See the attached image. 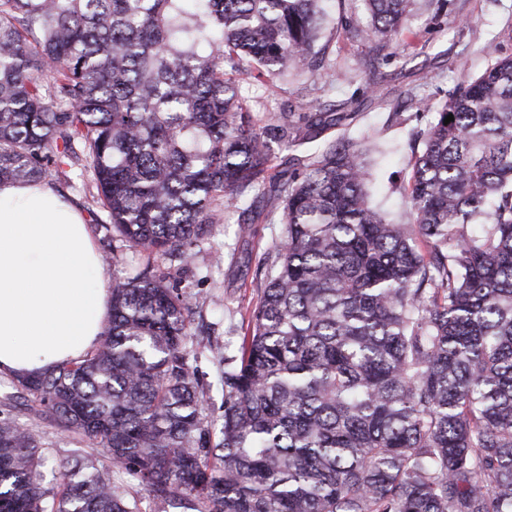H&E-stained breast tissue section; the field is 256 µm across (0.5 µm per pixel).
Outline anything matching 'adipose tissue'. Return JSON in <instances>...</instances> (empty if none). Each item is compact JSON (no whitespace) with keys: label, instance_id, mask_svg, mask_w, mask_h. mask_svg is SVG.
<instances>
[{"label":"adipose tissue","instance_id":"ef3b65f1","mask_svg":"<svg viewBox=\"0 0 512 512\" xmlns=\"http://www.w3.org/2000/svg\"><path fill=\"white\" fill-rule=\"evenodd\" d=\"M103 261L82 211L48 181L0 184V375L86 355L110 313Z\"/></svg>","mask_w":512,"mask_h":512}]
</instances>
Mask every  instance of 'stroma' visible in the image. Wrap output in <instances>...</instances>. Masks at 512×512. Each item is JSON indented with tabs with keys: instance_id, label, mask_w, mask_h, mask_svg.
<instances>
[{
	"instance_id": "obj_1",
	"label": "stroma",
	"mask_w": 512,
	"mask_h": 512,
	"mask_svg": "<svg viewBox=\"0 0 512 512\" xmlns=\"http://www.w3.org/2000/svg\"><path fill=\"white\" fill-rule=\"evenodd\" d=\"M331 11L334 17L355 16L361 23L336 30L325 55L328 68L323 78L307 73L262 82L247 78L241 82L242 94L249 103L264 99L273 112H305L317 102L334 105L339 112L364 105L366 112L353 129L355 136L383 134L368 158L374 176L369 186L371 200L388 220L400 223L409 212L405 187L426 123L417 101L438 106L450 92L482 73L495 57L512 56V0H413L410 34L383 48L362 31L370 19L361 0H333ZM80 173L79 166H67L52 173L50 182L82 209L99 250L105 253L108 240L100 222L107 214L95 202L94 185L83 181ZM209 239L222 248L221 266H212L208 247H202L185 261H165L161 267L169 272L171 287L196 302L192 322L196 365L209 388L208 411L216 414L224 402V385L222 369L209 347L216 343L233 349L239 346L242 317L255 305L264 285L259 266L282 245L285 228L277 221L252 223L248 212L229 205ZM13 413L46 446L59 449V456L95 449L88 440L71 442L50 418L24 406H17Z\"/></svg>"
}]
</instances>
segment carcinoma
Returning <instances> with one entry per match:
<instances>
[{"mask_svg": "<svg viewBox=\"0 0 512 512\" xmlns=\"http://www.w3.org/2000/svg\"><path fill=\"white\" fill-rule=\"evenodd\" d=\"M328 2L0 0V183L79 164L112 264L147 257L92 351L17 378L101 452L46 483L53 449L1 412L0 512H140L141 491L183 512H512V56L435 109L410 221L389 224L349 134L361 112L257 125L231 78L322 76ZM363 2L366 35L407 30L410 0ZM274 144L297 151L275 177ZM244 199L286 240L240 346L216 351L217 429L195 302L156 266Z\"/></svg>", "mask_w": 512, "mask_h": 512, "instance_id": "obj_1", "label": "carcinoma"}]
</instances>
